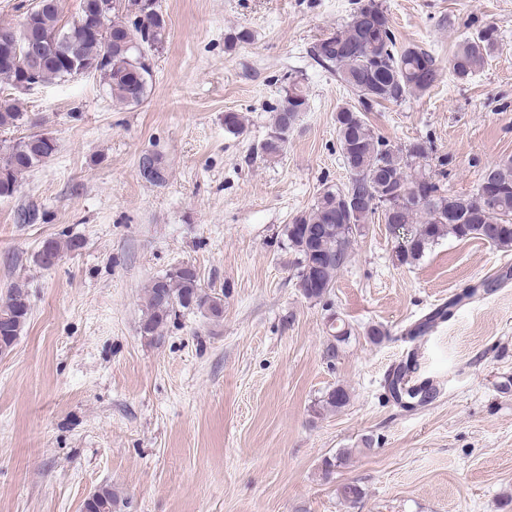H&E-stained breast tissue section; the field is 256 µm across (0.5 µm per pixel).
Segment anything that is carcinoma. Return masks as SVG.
Masks as SVG:
<instances>
[{
    "label": "carcinoma",
    "mask_w": 512,
    "mask_h": 512,
    "mask_svg": "<svg viewBox=\"0 0 512 512\" xmlns=\"http://www.w3.org/2000/svg\"><path fill=\"white\" fill-rule=\"evenodd\" d=\"M81 0L78 13L61 23L60 0L27 13L17 27H0V78L13 85L24 78L20 62L28 31L42 38L44 53L35 70L36 83L72 78V64L79 62L99 74L112 98L124 105H139L148 97L152 82L150 64L129 68V60L138 56V43L151 40L164 43L168 35L163 14H147L139 21L116 15L112 32L97 35V14ZM498 40L497 30L486 25L467 35L448 59V68L458 80H467L482 70L492 57ZM310 55L320 66L336 75L337 80L357 98L358 105L341 107L334 116L337 141L348 173L345 183L328 186L317 196L312 207L285 224L279 234L295 256L296 285L316 277L320 287L312 289L308 300H320L334 288L338 273L351 258L356 236L380 214L373 205L353 210L350 194L359 191L371 199L386 200L391 210L384 221L395 234L394 253L401 265L419 261L439 239L482 240L494 248L512 251V159L485 166L476 189L470 195H452L440 183L421 170L428 148L414 142L405 149L394 148L371 130L367 114L383 103L401 104L428 92L439 80L437 58L417 46L397 47L390 20L379 0H358L349 21L336 32L310 47ZM308 95L302 79H288L279 105L273 110L271 131L260 149L267 156H277L288 142L300 115L307 111ZM25 113L10 99L0 100V132L20 127ZM56 151L53 138L31 133L11 145V153L0 155V198L17 192L18 178L49 159ZM491 180L493 188L484 187ZM43 247L61 257L82 247L78 238L43 242ZM467 288L445 306L427 315L410 330L415 336L429 331L437 322L451 317L463 301L488 292ZM29 298L26 286L15 284L0 302V331L11 323L14 335H21L29 314L22 311ZM204 311L213 318L224 313V295L207 293L200 284L194 266L183 264L155 279L147 289L141 329L144 334L161 331L184 312ZM336 343L328 354L336 355V344L351 336L344 320L331 327ZM408 366L399 368L387 379L392 396L401 401L434 397L429 389L409 387L405 382ZM351 399L348 390L337 387L319 401V409L336 412ZM363 489L356 483H344L339 497L350 503L362 499ZM128 501L112 487H102L95 498L83 502L82 512H123Z\"/></svg>",
    "instance_id": "1"
}]
</instances>
